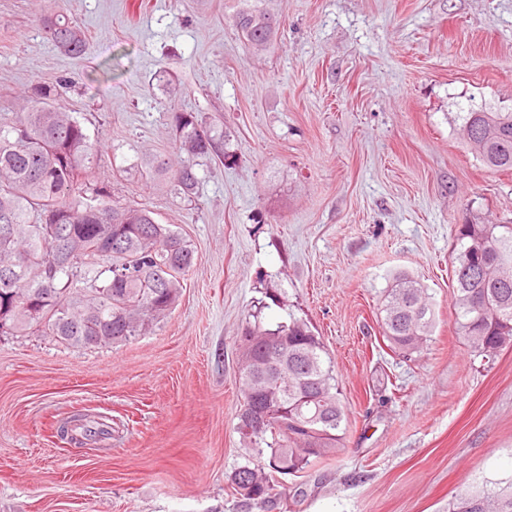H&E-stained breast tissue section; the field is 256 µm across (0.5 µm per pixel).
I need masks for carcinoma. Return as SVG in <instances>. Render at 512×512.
<instances>
[{
	"label": "carcinoma",
	"mask_w": 512,
	"mask_h": 512,
	"mask_svg": "<svg viewBox=\"0 0 512 512\" xmlns=\"http://www.w3.org/2000/svg\"><path fill=\"white\" fill-rule=\"evenodd\" d=\"M240 2L234 18L239 35L253 47H267L278 19L265 0ZM44 31L71 57L93 53L85 30L62 14L48 17ZM454 121L487 168L512 170V109L471 108ZM170 127L177 156H139L125 172L145 174L190 198L199 183L194 160L211 155L225 162L231 155L224 152V134L196 112H171ZM101 154V144L58 103L54 84L33 85L15 118L0 123V336L41 330L72 346L118 344L150 331L178 301L195 251L152 211L112 201L110 187L93 179ZM454 251L458 334L472 353L492 360L512 344V225L469 213ZM383 312L391 347L411 354L427 342L435 314L419 282L396 276ZM240 345L250 347L254 363L239 368L238 430L258 461L238 467L231 486L248 503L256 496L278 501L283 493L276 475L302 473L342 450L345 406L325 346L304 320L292 317L269 328L255 311L245 320ZM279 354L288 358L285 372L269 364ZM255 407L267 421L249 432L246 416ZM111 436L104 420L87 418L69 442L83 446ZM243 474L251 476L249 489L238 482ZM474 503L477 512H512V483L456 495L448 512H471Z\"/></svg>",
	"instance_id": "obj_1"
}]
</instances>
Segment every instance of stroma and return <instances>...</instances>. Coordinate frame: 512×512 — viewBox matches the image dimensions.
Instances as JSON below:
<instances>
[{
    "mask_svg": "<svg viewBox=\"0 0 512 512\" xmlns=\"http://www.w3.org/2000/svg\"><path fill=\"white\" fill-rule=\"evenodd\" d=\"M239 0H56L94 53L45 38L40 0H0V116L35 83L104 147L116 202L147 208L198 263L152 333L103 347L0 336V512H258L230 476L238 340L257 303L328 349L343 449L285 475L287 512H448L512 481V346L470 355L451 304L466 212L512 221V172L485 169L450 122L512 107V0H271L273 44L245 45ZM223 127L235 164L200 160L194 201L124 171L173 151L168 104ZM428 289L436 324L391 349L379 312L395 273ZM112 424L73 448V412Z\"/></svg>",
    "mask_w": 512,
    "mask_h": 512,
    "instance_id": "1",
    "label": "stroma"
}]
</instances>
